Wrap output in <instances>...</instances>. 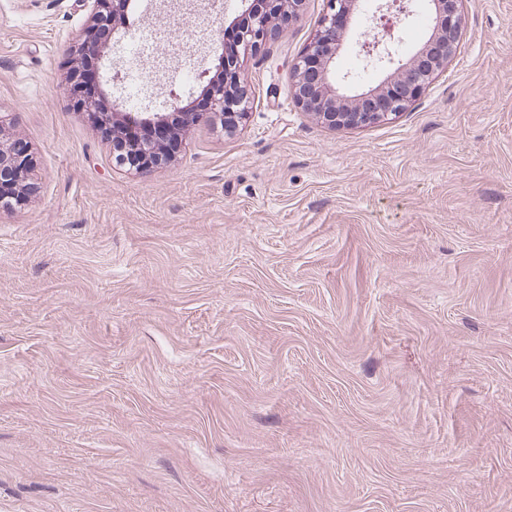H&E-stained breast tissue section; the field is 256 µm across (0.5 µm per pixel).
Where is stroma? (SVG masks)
<instances>
[{"label":"stroma","mask_w":512,"mask_h":512,"mask_svg":"<svg viewBox=\"0 0 512 512\" xmlns=\"http://www.w3.org/2000/svg\"><path fill=\"white\" fill-rule=\"evenodd\" d=\"M253 6L136 0L98 97L195 106ZM324 7L248 57L235 131L136 173L71 107L90 6L0 0L34 161L0 208V512H512V0H464L411 107L336 130L291 78Z\"/></svg>","instance_id":"35a3bbf8"}]
</instances>
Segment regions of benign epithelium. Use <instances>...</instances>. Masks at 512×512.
Returning <instances> with one entry per match:
<instances>
[{"mask_svg": "<svg viewBox=\"0 0 512 512\" xmlns=\"http://www.w3.org/2000/svg\"><path fill=\"white\" fill-rule=\"evenodd\" d=\"M132 0H93L92 24L78 36L72 53L98 57L106 43L96 39L99 30L126 18ZM326 12L319 28L292 67L294 94L305 112L330 128H360L392 120L421 94L432 77L448 67L462 32L463 0H427L431 32L422 47L404 57L398 52L404 26L414 15L415 0H377L371 15L349 29L342 24L358 14L360 0H325ZM302 0H262L242 22V51L228 59L218 57L215 73L203 86L209 100L206 117L224 130L238 125L249 109L247 74L242 69L247 54L282 32V23L298 13ZM354 39L365 61L383 74L373 89L358 92L349 77L337 78L336 56L341 43ZM104 130L112 136L116 165L135 171L150 170L164 163V155L146 137L174 127L187 128L201 116L191 108L176 112H112L100 115ZM32 158L27 146L0 138V180L12 179L23 195L31 191L28 173Z\"/></svg>", "mask_w": 512, "mask_h": 512, "instance_id": "7a95c632", "label": "benign epithelium"}]
</instances>
